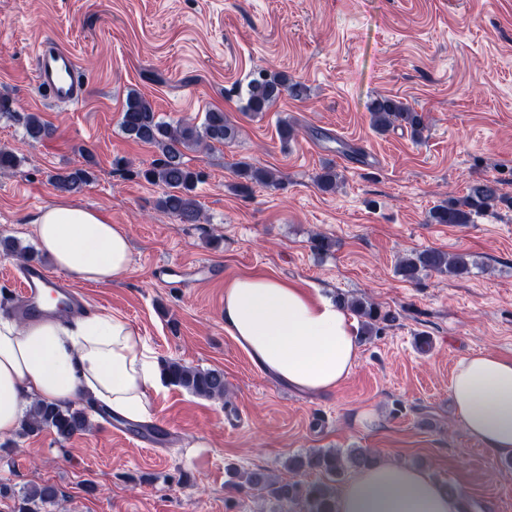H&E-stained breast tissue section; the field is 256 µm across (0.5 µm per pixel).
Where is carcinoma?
Returning <instances> with one entry per match:
<instances>
[{"instance_id": "carcinoma-1", "label": "carcinoma", "mask_w": 512, "mask_h": 512, "mask_svg": "<svg viewBox=\"0 0 512 512\" xmlns=\"http://www.w3.org/2000/svg\"><path fill=\"white\" fill-rule=\"evenodd\" d=\"M296 99L307 96V87L286 74H270L260 71L246 87V110L253 113L267 112L283 94ZM372 127L379 132L392 128L410 131L420 140L426 129L424 115L409 104L389 96H377L368 105ZM121 130L133 141L150 144L158 149L162 159L150 167L141 169L137 176L164 188L157 202L158 209L172 215L183 224L201 221V208L195 189L202 174L184 161L185 152L214 143L230 144L238 136V128L224 113H205L202 124L180 122L172 125L156 112L152 102L136 91L128 93L123 108ZM26 133L33 141H41L53 134L52 127L40 115L30 113L26 118ZM235 189L240 193L251 190L252 184L273 186L276 180L262 169L245 162L236 165ZM91 181V172L76 168L54 176L56 188L64 193H79ZM318 189L333 193L337 186V173L332 167L323 168L316 176ZM512 207V196L502 192L499 182L483 179L470 185L467 194L434 207L429 212L432 224H472L474 217L498 205ZM470 260L464 253L448 254L439 249H426L403 257L396 268L407 281H416L427 272L448 273L461 276L469 272ZM337 302L356 315L361 322L364 339L379 332V324L395 321V316L383 312L374 304L359 298L336 297ZM165 382L206 399H222L226 392L224 371L200 369L180 361H167L162 366ZM92 426L83 408L74 403L35 401L20 423V434L33 435L47 428L62 439H70L88 431ZM378 463L369 451L350 448L346 451L318 450L289 460V469L296 472H318L322 479L307 482L299 479L278 481L261 469L241 472L227 468L228 485L238 493H265L276 499L281 507L299 508L300 512H336V483L348 471L358 472ZM58 491L52 484L29 487L15 503L14 512H38L39 506L54 502Z\"/></svg>"}]
</instances>
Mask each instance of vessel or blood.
Wrapping results in <instances>:
<instances>
[{
  "label": "vessel or blood",
  "mask_w": 512,
  "mask_h": 512,
  "mask_svg": "<svg viewBox=\"0 0 512 512\" xmlns=\"http://www.w3.org/2000/svg\"><path fill=\"white\" fill-rule=\"evenodd\" d=\"M34 78L38 93L52 102L75 105L83 97V78L76 60L51 43H42L34 56ZM18 288L21 300L19 313L24 317L41 314L40 294L45 288L59 293L64 304L71 309L76 310L83 305L81 295L72 284L50 274L36 262L22 267Z\"/></svg>",
  "instance_id": "b4317fda"
}]
</instances>
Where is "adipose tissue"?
Here are the masks:
<instances>
[{
	"label": "adipose tissue",
	"instance_id": "obj_1",
	"mask_svg": "<svg viewBox=\"0 0 512 512\" xmlns=\"http://www.w3.org/2000/svg\"><path fill=\"white\" fill-rule=\"evenodd\" d=\"M42 250L81 282L119 280L131 270L126 230L71 202L34 220ZM224 330L262 369L307 392H331L357 358L354 322L330 299L276 277L239 274L224 284ZM160 363L126 320L91 314L18 321L0 317V437L11 435L32 401L82 395L130 420H146ZM456 416L495 457H512V359L492 352L460 361L451 381ZM337 512H468L424 472L380 464L358 472Z\"/></svg>",
	"mask_w": 512,
	"mask_h": 512
}]
</instances>
